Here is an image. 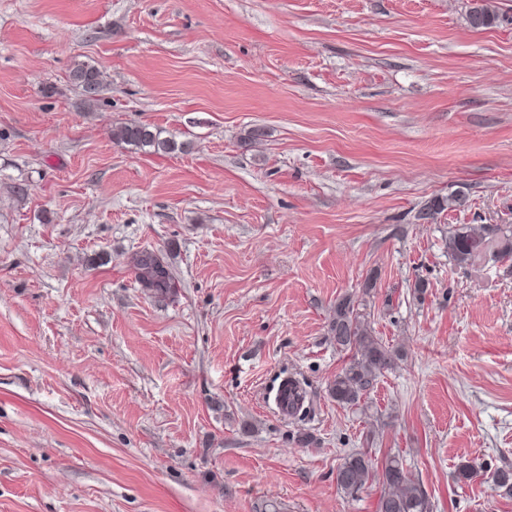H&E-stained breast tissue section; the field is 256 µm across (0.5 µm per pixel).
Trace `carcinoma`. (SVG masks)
Returning <instances> with one entry per match:
<instances>
[{
	"label": "carcinoma",
	"mask_w": 512,
	"mask_h": 512,
	"mask_svg": "<svg viewBox=\"0 0 512 512\" xmlns=\"http://www.w3.org/2000/svg\"><path fill=\"white\" fill-rule=\"evenodd\" d=\"M468 21L475 29L488 28L500 21V14L490 0H473ZM71 80L90 97L97 95L102 85L99 69L87 63H79L72 69ZM113 138L119 143L150 152H187L191 148L188 142L178 143L160 137V132L144 124L122 125L113 132ZM463 203L464 198L460 194L433 198L425 204L420 217L433 219L444 210ZM446 245L448 256L460 267L474 264L494 247L497 248V257L512 260L511 229L484 224L478 228L470 224L452 225L448 227ZM132 267L136 282L148 295L165 299L174 292V276L156 251L137 252ZM327 332L336 348L350 353L348 364L329 386L330 396L343 406H357L372 391L377 378L396 367L402 358L401 351L374 334L371 324L358 314L352 293L336 299ZM373 482L379 486L376 512H433L427 492L408 477L403 462L396 455L387 456L379 467L367 453L352 452L336 469V484L349 496Z\"/></svg>",
	"instance_id": "cac0c4a2"
}]
</instances>
